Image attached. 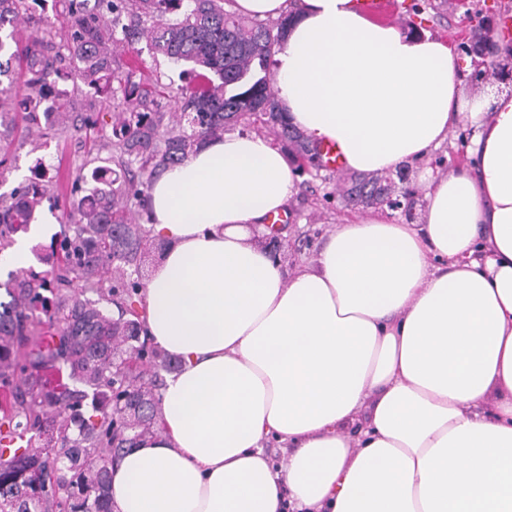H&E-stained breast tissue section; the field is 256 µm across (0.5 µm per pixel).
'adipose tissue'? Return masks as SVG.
I'll use <instances>...</instances> for the list:
<instances>
[{
    "label": "adipose tissue",
    "mask_w": 512,
    "mask_h": 512,
    "mask_svg": "<svg viewBox=\"0 0 512 512\" xmlns=\"http://www.w3.org/2000/svg\"><path fill=\"white\" fill-rule=\"evenodd\" d=\"M233 9L289 16L278 104L348 169L396 170L461 124L470 162L429 179L421 223L341 221L292 271L259 242L296 191L266 137L160 175L142 319L181 367L110 467L112 512H512V94L465 95L449 45L356 0Z\"/></svg>",
    "instance_id": "ef3b65f1"
}]
</instances>
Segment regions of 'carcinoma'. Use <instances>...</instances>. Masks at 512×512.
<instances>
[{"mask_svg": "<svg viewBox=\"0 0 512 512\" xmlns=\"http://www.w3.org/2000/svg\"><path fill=\"white\" fill-rule=\"evenodd\" d=\"M31 2L44 0H0V74L22 73L25 130L41 138L67 127L74 102L66 84L81 82L90 91L84 127L107 140L108 161L123 180L111 178L110 167L81 165L71 192L82 196L51 246L56 262L5 284L0 391L9 402L0 410V512H111L109 465L153 430L164 377L179 368L141 336L132 307L161 245L132 223L128 201L145 203L162 171L245 117L300 155L318 146L288 124L271 87L289 17L244 21L224 9L226 0H62L65 31L48 20L14 49L5 30ZM142 40L154 55L191 64L170 114L162 110L166 91L117 67V57ZM13 102L12 86L1 85L0 127L16 126ZM48 192L42 179L0 194V250L32 224ZM53 445L65 455L50 459Z\"/></svg>", "mask_w": 512, "mask_h": 512, "instance_id": "obj_1", "label": "carcinoma"}]
</instances>
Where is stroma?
<instances>
[{"mask_svg": "<svg viewBox=\"0 0 512 512\" xmlns=\"http://www.w3.org/2000/svg\"><path fill=\"white\" fill-rule=\"evenodd\" d=\"M392 2L388 24L409 34L456 40L459 15L446 0ZM121 64L135 75H144L174 87L181 84V65L166 57L152 55L148 49L123 54ZM466 133V128H457L453 136L438 149L406 165L407 184L416 192V205L408 215L400 211L392 212V219L399 223H420L426 193L420 181L422 172L429 168L439 175L447 173L449 162L459 161L464 156L462 140ZM4 143L10 146V159L4 172L0 173V191L5 193L29 179L35 162L40 161L52 178L51 196H66L76 169L89 158L87 147L81 143L80 132L71 127L65 132L41 139L35 146L30 144L21 130L0 127V145ZM354 176V171L349 169L341 172L323 169L300 174L297 192L286 208L288 222L282 225L280 231L282 246L279 253L287 268L312 261L334 224L341 219L355 214L380 212V204L355 205L347 201L346 191Z\"/></svg>", "mask_w": 512, "mask_h": 512, "instance_id": "35a3bbf8", "label": "stroma"}]
</instances>
